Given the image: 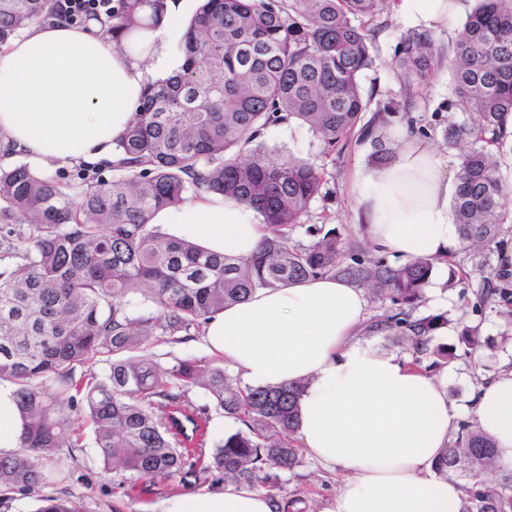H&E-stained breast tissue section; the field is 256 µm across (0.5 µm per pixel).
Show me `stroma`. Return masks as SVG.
Wrapping results in <instances>:
<instances>
[{
  "instance_id": "obj_1",
  "label": "stroma",
  "mask_w": 512,
  "mask_h": 512,
  "mask_svg": "<svg viewBox=\"0 0 512 512\" xmlns=\"http://www.w3.org/2000/svg\"><path fill=\"white\" fill-rule=\"evenodd\" d=\"M386 20V28L377 34L372 45L373 64L361 78L363 92L370 100L363 117L368 120L374 113L386 110L394 115L393 125L400 126L405 118L397 117L396 112L401 106H408V116L413 118L415 128L421 129L422 140L445 150L449 166L457 167L461 150L446 147L442 131L448 121L466 122L469 111L453 93L450 76L446 73L421 87L414 98H407L406 89L395 69L396 46L407 24L391 14ZM262 139L270 147L290 152L324 168L328 175L321 195L311 203L302 219V228L295 232L297 238H305L304 228L307 225L333 224L342 233L364 240L363 230L350 218L352 200L348 181L356 165L369 162L373 151L370 143L350 142L345 150L333 156L323 153L313 134L294 122L267 127ZM498 248V243H491L479 261L457 255L455 269L464 273V281L440 289L427 287L426 300L417 309L421 315L444 312L451 318V325L440 331L434 339L435 344H456L457 326L461 323L478 327L488 342L481 354L459 355L436 372L449 400L458 407L464 420L472 417L471 404L478 387L501 368L512 366V320L503 315L504 302L497 300L484 305L475 297L477 289L486 280L497 279L503 273L498 261ZM79 437L83 453L73 460L67 451H60L53 464L58 474L56 482L43 487L41 494H67L79 503L82 512H160L164 499L182 493L183 487L178 481L159 480L145 493L123 496L116 489L112 474L103 470L97 458L91 427L83 426ZM340 483V476L306 455L299 467L281 474L277 486L259 483L255 489L278 500H294L297 512H327Z\"/></svg>"
}]
</instances>
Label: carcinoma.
Wrapping results in <instances>:
<instances>
[{
	"instance_id": "1",
	"label": "carcinoma",
	"mask_w": 512,
	"mask_h": 512,
	"mask_svg": "<svg viewBox=\"0 0 512 512\" xmlns=\"http://www.w3.org/2000/svg\"><path fill=\"white\" fill-rule=\"evenodd\" d=\"M168 9V0H112V12L93 20L117 39L145 28L146 18L158 25ZM385 9L386 0H200L180 67L146 84L115 143L122 159L111 178L91 168L61 183L23 162L0 166V381L15 386L26 420L16 450L0 456L1 489L49 483L55 474L46 462L63 448L77 460L79 419L93 427L104 470L139 479L188 486L217 472L226 484L253 486L299 466L293 434L305 383L247 385L222 366L162 364L145 353L152 337L187 340L260 287L346 278L391 304L366 332L405 345L416 367L456 358L431 347L448 314L414 315L435 261L392 264L323 224L307 226V241L293 239L325 172L261 140L266 127L294 120L325 153L355 134L371 141L372 161L392 158L374 137L389 113L361 122L368 101L360 78ZM59 18L58 0H0V49L32 24ZM395 66L410 92L441 73L442 57L428 32L408 29ZM448 70L470 122L448 121L443 140H472L452 214L460 250L475 252L495 242L512 208L497 156L512 135V0H477ZM203 194L257 211L267 235L252 257L211 252L151 223L160 209ZM476 296L509 301L512 292L483 287ZM459 342L471 356L483 348L476 327H464ZM99 362L102 370L75 377ZM49 375L56 387L43 392L37 382ZM196 388L239 427L209 439L207 408L190 396ZM436 470L464 481L462 512L512 508V471L499 469L495 444L473 423L459 424ZM40 501L36 512H81L59 497Z\"/></svg>"
}]
</instances>
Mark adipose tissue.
<instances>
[{"label":"adipose tissue","instance_id":"ef3b65f1","mask_svg":"<svg viewBox=\"0 0 512 512\" xmlns=\"http://www.w3.org/2000/svg\"><path fill=\"white\" fill-rule=\"evenodd\" d=\"M415 28L438 33L463 10L462 0H388ZM176 25L122 40L64 23H37L0 49V160L22 153L43 172L77 161L117 160L146 83L178 66ZM397 148L385 163L356 167L349 180L353 221L381 252L403 260L442 257L459 246L448 202L458 188L448 158L392 129ZM157 224L215 252L250 257L263 235L259 216L232 199L209 195L159 210ZM364 291L332 277L257 289L203 327L206 347L247 383L304 381L297 433L307 453L346 472L329 512H461L459 481L434 463L457 428L458 411L441 381L408 360L362 341ZM472 415L512 469V368L481 386ZM23 421L15 388L0 382V455L16 448ZM249 487L181 493L161 512H274Z\"/></svg>","mask_w":512,"mask_h":512}]
</instances>
